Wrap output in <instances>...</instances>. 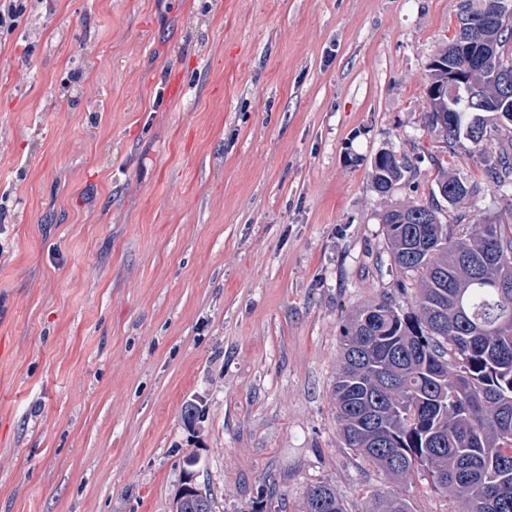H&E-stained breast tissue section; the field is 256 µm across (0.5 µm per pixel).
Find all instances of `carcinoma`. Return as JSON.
I'll list each match as a JSON object with an SVG mask.
<instances>
[{
    "mask_svg": "<svg viewBox=\"0 0 512 512\" xmlns=\"http://www.w3.org/2000/svg\"><path fill=\"white\" fill-rule=\"evenodd\" d=\"M487 0H465L459 29L436 55L449 68L466 57L458 44L487 63L465 70L467 90L429 104L428 125L439 146L409 156L385 152L372 166L381 194L399 188L405 173L426 158L436 165L429 201L387 210V256L403 278L394 287L417 290L415 307L399 312L387 299L357 309L340 326L342 355L333 387L344 445L397 482L420 477L460 505L450 512H512V208L479 218L467 211L445 216L479 197L490 183L512 196V94L502 73L512 74V13L491 25L480 20ZM494 114L489 126L475 116ZM468 139L486 154L481 178L462 177L438 163V154ZM494 146V151L486 149ZM180 512H213L210 496L182 500ZM305 512H345L331 484L306 491ZM365 512H412L391 491L373 494Z\"/></svg>",
    "mask_w": 512,
    "mask_h": 512,
    "instance_id": "carcinoma-1",
    "label": "carcinoma"
}]
</instances>
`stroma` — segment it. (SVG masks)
<instances>
[{
    "instance_id": "1",
    "label": "stroma",
    "mask_w": 512,
    "mask_h": 512,
    "mask_svg": "<svg viewBox=\"0 0 512 512\" xmlns=\"http://www.w3.org/2000/svg\"><path fill=\"white\" fill-rule=\"evenodd\" d=\"M462 0H29L0 36V512H346L339 325L413 292L382 214L427 199V66ZM417 192H410V185ZM207 418L192 437L184 403ZM344 511V504L331 484L318 482L306 491L304 512Z\"/></svg>"
}]
</instances>
